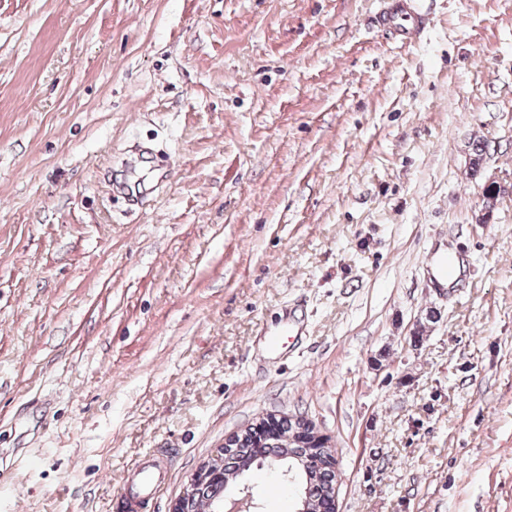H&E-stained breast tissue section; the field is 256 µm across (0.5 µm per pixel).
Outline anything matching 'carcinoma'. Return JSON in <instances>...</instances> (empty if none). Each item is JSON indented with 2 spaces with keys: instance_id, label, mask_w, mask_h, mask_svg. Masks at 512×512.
Instances as JSON below:
<instances>
[{
  "instance_id": "obj_1",
  "label": "carcinoma",
  "mask_w": 512,
  "mask_h": 512,
  "mask_svg": "<svg viewBox=\"0 0 512 512\" xmlns=\"http://www.w3.org/2000/svg\"><path fill=\"white\" fill-rule=\"evenodd\" d=\"M288 433V422L280 423L279 429L266 434L263 443L256 445L245 440L235 448L224 453V472L240 476L258 466L263 457L275 455L282 459L281 466L287 476L294 479L299 486L300 495L325 499L330 484L334 483L336 473L331 464L320 468L303 470L296 457L305 454L303 448L287 450L280 445L281 437ZM224 501V482L211 481L201 485L197 490L192 505L193 512H215Z\"/></svg>"
}]
</instances>
